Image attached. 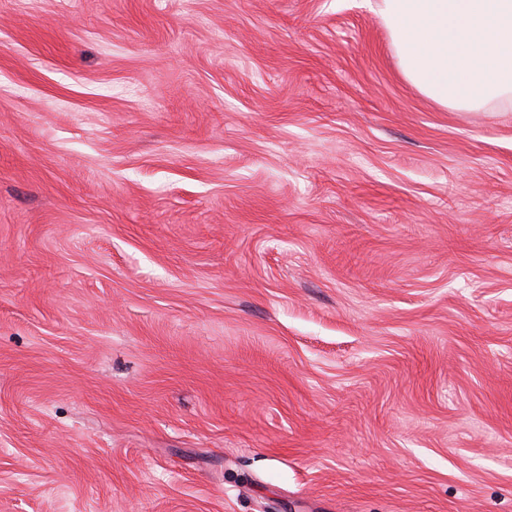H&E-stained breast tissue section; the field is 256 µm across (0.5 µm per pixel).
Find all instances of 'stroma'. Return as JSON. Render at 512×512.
Here are the masks:
<instances>
[{
	"label": "stroma",
	"mask_w": 512,
	"mask_h": 512,
	"mask_svg": "<svg viewBox=\"0 0 512 512\" xmlns=\"http://www.w3.org/2000/svg\"><path fill=\"white\" fill-rule=\"evenodd\" d=\"M0 512H512V112L376 0H0Z\"/></svg>",
	"instance_id": "obj_1"
}]
</instances>
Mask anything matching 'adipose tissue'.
I'll list each match as a JSON object with an SVG mask.
<instances>
[{"label":"adipose tissue","mask_w":512,"mask_h":512,"mask_svg":"<svg viewBox=\"0 0 512 512\" xmlns=\"http://www.w3.org/2000/svg\"><path fill=\"white\" fill-rule=\"evenodd\" d=\"M406 80L458 112L512 109V0H378Z\"/></svg>","instance_id":"1"}]
</instances>
